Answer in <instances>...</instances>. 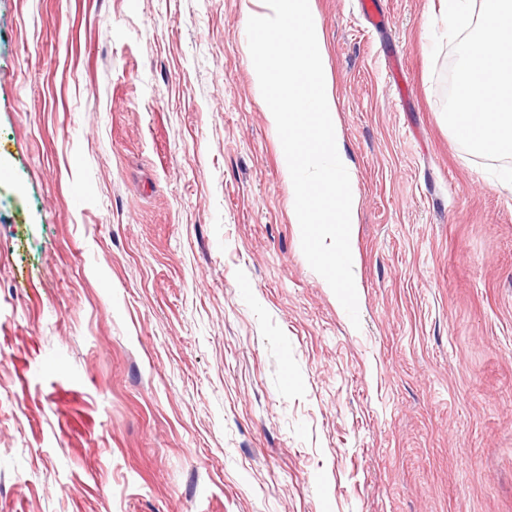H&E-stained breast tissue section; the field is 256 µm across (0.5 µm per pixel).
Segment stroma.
<instances>
[{"instance_id": "35a3bbf8", "label": "stroma", "mask_w": 512, "mask_h": 512, "mask_svg": "<svg viewBox=\"0 0 512 512\" xmlns=\"http://www.w3.org/2000/svg\"><path fill=\"white\" fill-rule=\"evenodd\" d=\"M377 5L314 0L355 326L293 222L263 0H0V512H512V187L444 120L432 0Z\"/></svg>"}]
</instances>
